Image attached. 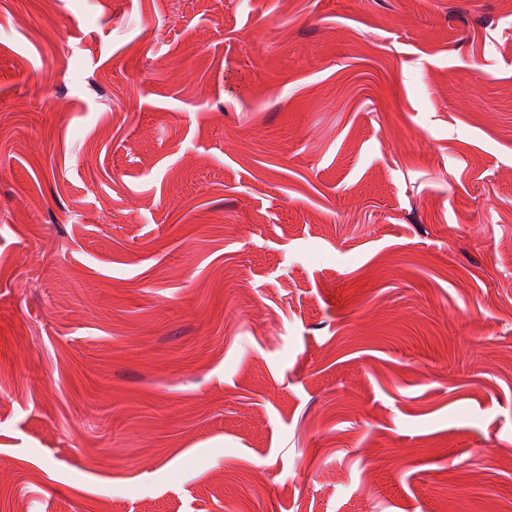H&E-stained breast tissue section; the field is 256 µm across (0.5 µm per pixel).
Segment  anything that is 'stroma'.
<instances>
[{
    "mask_svg": "<svg viewBox=\"0 0 512 512\" xmlns=\"http://www.w3.org/2000/svg\"><path fill=\"white\" fill-rule=\"evenodd\" d=\"M512 512V0H0V512Z\"/></svg>",
    "mask_w": 512,
    "mask_h": 512,
    "instance_id": "obj_1",
    "label": "stroma"
}]
</instances>
